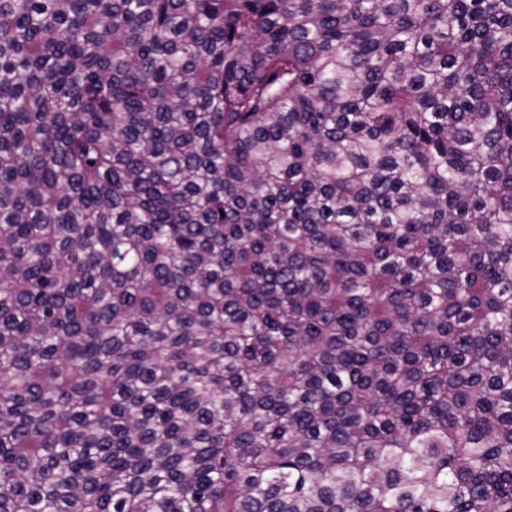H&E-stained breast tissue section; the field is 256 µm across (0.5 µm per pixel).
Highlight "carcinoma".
I'll return each mask as SVG.
<instances>
[{"label":"carcinoma","instance_id":"1","mask_svg":"<svg viewBox=\"0 0 512 512\" xmlns=\"http://www.w3.org/2000/svg\"><path fill=\"white\" fill-rule=\"evenodd\" d=\"M0 512H512V0H0Z\"/></svg>","mask_w":512,"mask_h":512}]
</instances>
